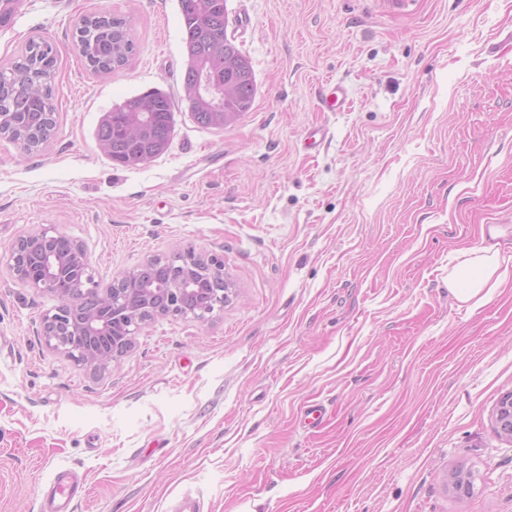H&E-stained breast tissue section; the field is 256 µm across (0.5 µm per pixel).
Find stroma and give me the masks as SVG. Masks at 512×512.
<instances>
[{"label":"stroma","instance_id":"obj_1","mask_svg":"<svg viewBox=\"0 0 512 512\" xmlns=\"http://www.w3.org/2000/svg\"><path fill=\"white\" fill-rule=\"evenodd\" d=\"M0 69L47 41L55 128L27 152L0 135V512H41L54 473L76 512H512V285L458 304L448 269L502 230L512 251V0H227L249 60V112L193 120L179 0H0ZM128 23L135 51L90 69L82 18ZM347 106L323 111L322 83ZM157 88L165 153L112 163L101 117ZM321 128L326 138L310 147ZM51 228L100 287L186 249L223 257L207 319L158 317L92 375L40 337L55 299L7 265ZM322 405L315 427L306 406ZM475 471L471 496L449 472ZM495 428L500 436L512 441V391L505 393L499 400L494 413ZM165 512H205L204 501L199 494L186 491L170 499Z\"/></svg>","mask_w":512,"mask_h":512}]
</instances>
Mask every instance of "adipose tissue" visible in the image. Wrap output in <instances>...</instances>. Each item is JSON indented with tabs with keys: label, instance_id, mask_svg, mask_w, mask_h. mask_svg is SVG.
I'll return each instance as SVG.
<instances>
[{
	"label": "adipose tissue",
	"instance_id": "obj_1",
	"mask_svg": "<svg viewBox=\"0 0 512 512\" xmlns=\"http://www.w3.org/2000/svg\"><path fill=\"white\" fill-rule=\"evenodd\" d=\"M466 258L448 271V289L464 304H481L512 278V267L496 245L467 249Z\"/></svg>",
	"mask_w": 512,
	"mask_h": 512
}]
</instances>
